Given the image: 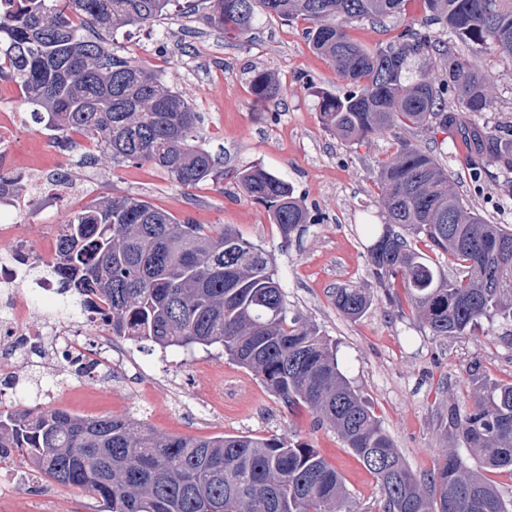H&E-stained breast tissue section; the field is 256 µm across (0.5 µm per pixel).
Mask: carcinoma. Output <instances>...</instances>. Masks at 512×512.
Segmentation results:
<instances>
[{"instance_id": "1", "label": "carcinoma", "mask_w": 512, "mask_h": 512, "mask_svg": "<svg viewBox=\"0 0 512 512\" xmlns=\"http://www.w3.org/2000/svg\"><path fill=\"white\" fill-rule=\"evenodd\" d=\"M408 0H211L207 24L247 41L264 15L303 17L312 50L348 84L342 96L319 91L325 128L359 142L397 126L459 132L467 162L486 154L512 165V135L483 131L467 116L492 104L491 78L465 60L443 78L413 76V66L446 54L439 29L475 52L512 59V0H422L420 28L385 48L349 39L340 20L372 22L399 14ZM175 0H0V75L22 103L44 111L55 130L81 134L113 159L151 165L185 188L222 176L199 142V113L162 74L108 50L93 31L151 24ZM262 100L280 93L275 77L256 71ZM453 90L459 108H448ZM243 195L266 204L286 241L310 223L287 181L257 166L235 176ZM377 187L387 221L367 250L370 272L397 311L409 308L436 338L466 336L479 321L512 335V229L488 223L456 191L448 168L430 149L407 142L381 166ZM424 239L460 266L446 276L416 250ZM64 280L62 304L72 315L86 302L120 338L151 341L185 353L218 346L257 376L288 408L305 407L332 428L373 474L377 512H512L489 478L443 448L436 467L417 476L371 408L342 373L336 347L300 317L288 315L269 254L235 229L214 231L133 195H103L79 210L42 268ZM336 309L358 318L372 305L363 288L336 291ZM471 402L448 407V429L489 472L512 473V383L466 367ZM23 462L52 483L95 498L101 512H357L343 478L305 441L226 434L161 436L130 419L84 417L33 402L0 411V464Z\"/></svg>"}]
</instances>
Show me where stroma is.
<instances>
[{"mask_svg":"<svg viewBox=\"0 0 512 512\" xmlns=\"http://www.w3.org/2000/svg\"><path fill=\"white\" fill-rule=\"evenodd\" d=\"M207 0H197L186 15H171L150 26H127L106 35V48L159 70L201 116L204 146L223 157L224 176L195 188L173 184L152 166L117 164L81 135L58 142L64 162L56 168L34 157L44 180L76 186L83 202L101 194L135 195L175 215L212 227L232 225L271 257L291 313L317 325L335 342L339 364L372 405L406 464L423 475L436 466L446 438L448 407L471 401L474 388L465 368L479 358L484 375L512 383V338L481 322L471 335L438 339L412 313L390 307L367 264L370 244L363 227L384 224L386 214L376 185L380 166L402 142L432 146L430 132L397 128L358 143H348L322 125L315 90L344 95L346 84L307 42L309 21L261 17L250 41L224 38L207 24ZM423 15L422 0H409L403 13L383 24L347 20L348 36L368 47L396 40ZM449 56L422 64L423 72L442 74L449 57L466 58L493 81L491 111L469 116L477 128L512 129V59L487 50L471 53L451 41ZM273 74L282 87L274 100H257L254 71ZM19 87L0 77V111L20 108L25 120L19 136L42 141L47 118L22 105ZM464 144L449 135L442 151L459 194L490 223L512 225V195L502 186L512 170L486 163L475 174L464 157ZM260 166L286 180L311 215L291 241H284L265 205L244 197L236 170ZM67 192L50 193L41 205L17 219V232L33 249L47 246L75 209ZM366 288L373 304L356 319L334 305L337 289ZM112 362L126 373L119 384L100 379L68 392L61 408L87 416H129L158 434L212 437L253 435L305 441L317 448L341 474L361 512H375L378 496L373 475L338 438L317 425L304 408L287 410L273 393L223 351L197 349L186 355L151 342L122 340ZM0 512H100L98 502L76 490L28 475L15 465L0 475Z\"/></svg>","mask_w":512,"mask_h":512,"instance_id":"1","label":"stroma"}]
</instances>
